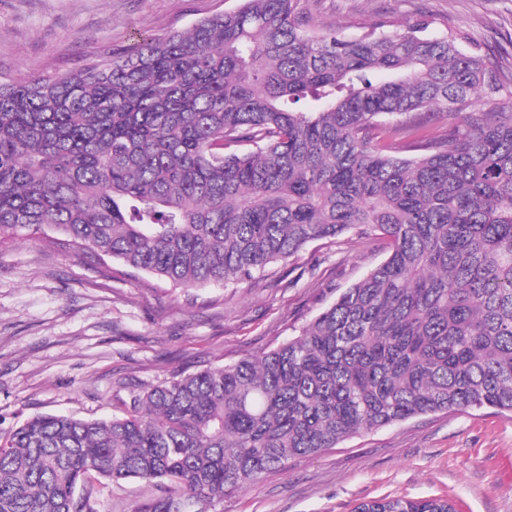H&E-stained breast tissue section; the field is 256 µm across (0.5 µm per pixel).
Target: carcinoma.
I'll return each instance as SVG.
<instances>
[{"label": "carcinoma", "instance_id": "cac0c4a2", "mask_svg": "<svg viewBox=\"0 0 512 512\" xmlns=\"http://www.w3.org/2000/svg\"><path fill=\"white\" fill-rule=\"evenodd\" d=\"M309 10L240 0L74 72L0 76V243L51 234L179 288L253 282L352 229L386 244L270 351L177 374L121 416L40 414L0 435V512H97L100 479L170 488L131 512H207L361 433L512 413V67L426 16L345 38ZM448 110L462 126L416 137Z\"/></svg>", "mask_w": 512, "mask_h": 512}]
</instances>
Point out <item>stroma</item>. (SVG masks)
Here are the masks:
<instances>
[{
  "mask_svg": "<svg viewBox=\"0 0 512 512\" xmlns=\"http://www.w3.org/2000/svg\"><path fill=\"white\" fill-rule=\"evenodd\" d=\"M238 0H0V73L48 76L89 54L160 37ZM432 17L433 34L489 68L512 62V0H318L312 17L344 37L379 18ZM386 252L348 231L307 245L252 284L175 288L119 261L88 263L47 237L0 246V432L38 414L121 415L131 394L171 376L270 350L359 281ZM98 512H131L140 481L98 486ZM445 496L456 512H512V414L427 415L338 448L226 496L209 512H352L385 497Z\"/></svg>",
  "mask_w": 512,
  "mask_h": 512,
  "instance_id": "35a3bbf8",
  "label": "stroma"
}]
</instances>
